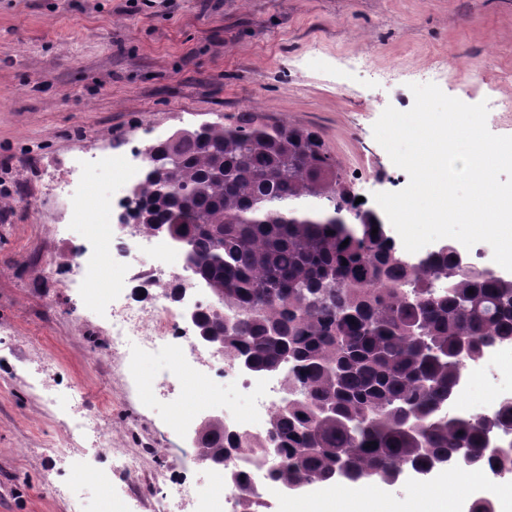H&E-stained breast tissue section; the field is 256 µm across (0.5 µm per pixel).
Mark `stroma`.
I'll use <instances>...</instances> for the list:
<instances>
[{"mask_svg":"<svg viewBox=\"0 0 512 512\" xmlns=\"http://www.w3.org/2000/svg\"><path fill=\"white\" fill-rule=\"evenodd\" d=\"M393 67L405 76L387 78ZM438 71L465 103L512 102V0H0V512H154L139 477L171 494L197 480L229 500L200 461L175 469L186 450L175 421L205 409L204 389L182 378L160 394L169 357L109 356L108 313L89 307L71 266L75 250L100 255L104 292L137 266L69 223L121 181L131 137L262 112L316 132L372 209L374 193L408 183L372 126L386 107L409 110L410 84ZM72 173L93 192L62 194ZM72 386L87 406L107 404L99 429L112 451L70 435ZM118 448L141 457L140 476L121 469ZM487 481L408 473L373 491L400 507L424 487L457 512Z\"/></svg>","mask_w":512,"mask_h":512,"instance_id":"1","label":"stroma"}]
</instances>
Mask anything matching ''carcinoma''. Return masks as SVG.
Instances as JSON below:
<instances>
[{
  "mask_svg": "<svg viewBox=\"0 0 512 512\" xmlns=\"http://www.w3.org/2000/svg\"><path fill=\"white\" fill-rule=\"evenodd\" d=\"M147 156L135 217L184 242L192 275L217 299L200 327L224 329V355L284 369L302 393L272 415V478L294 487L395 484L406 471L512 474L479 415L442 412L462 360L512 342V279L462 267L454 244L407 263L320 136L260 112L179 129ZM229 448L224 422L205 423L198 456Z\"/></svg>",
  "mask_w": 512,
  "mask_h": 512,
  "instance_id": "cac0c4a2",
  "label": "carcinoma"
}]
</instances>
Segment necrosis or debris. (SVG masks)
I'll list each match as a JSON object with an SVG mask.
<instances>
[{
	"label": "necrosis or debris",
	"mask_w": 512,
	"mask_h": 512,
	"mask_svg": "<svg viewBox=\"0 0 512 512\" xmlns=\"http://www.w3.org/2000/svg\"><path fill=\"white\" fill-rule=\"evenodd\" d=\"M116 197L121 199L127 210H135L137 204L120 187L98 196L96 216L99 226L118 255L128 254L135 239L154 240L159 246H168V239L155 235L137 220H130L128 225L120 228L113 227L112 200ZM133 280L139 288L149 292L150 297L147 304L139 305L124 298L120 288H113L108 328L112 352L122 354L133 347L143 360L163 354L174 355V376H186L205 386L213 397L212 408L218 410L224 420L225 430L237 437L253 440V448L233 454L230 471L248 479L255 505L266 504L268 498L277 492L269 478L265 450L273 445L271 414L289 396L283 371H243L233 360L199 346L192 329L184 323L179 312L180 297L184 294L193 296L203 309L210 307L211 300L200 293L195 279L179 265L176 257H169L161 264H141ZM229 389L248 397L251 402L249 419H241L234 406L219 401V393ZM510 400L511 389H501L487 398L477 399L470 376L464 374L448 409L457 414L472 405L479 412L493 415Z\"/></svg>",
	"instance_id": "obj_1"
}]
</instances>
